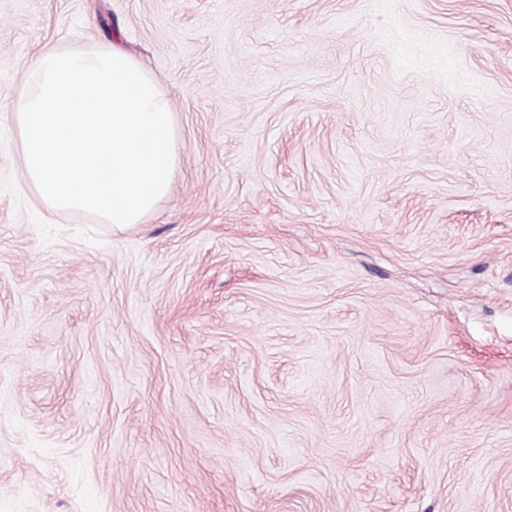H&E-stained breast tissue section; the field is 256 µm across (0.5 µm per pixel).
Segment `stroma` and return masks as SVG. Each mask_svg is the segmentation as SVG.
Here are the masks:
<instances>
[{"instance_id":"obj_1","label":"stroma","mask_w":512,"mask_h":512,"mask_svg":"<svg viewBox=\"0 0 512 512\" xmlns=\"http://www.w3.org/2000/svg\"><path fill=\"white\" fill-rule=\"evenodd\" d=\"M47 45L165 91L142 223L26 183ZM0 512H512V0H0Z\"/></svg>"}]
</instances>
